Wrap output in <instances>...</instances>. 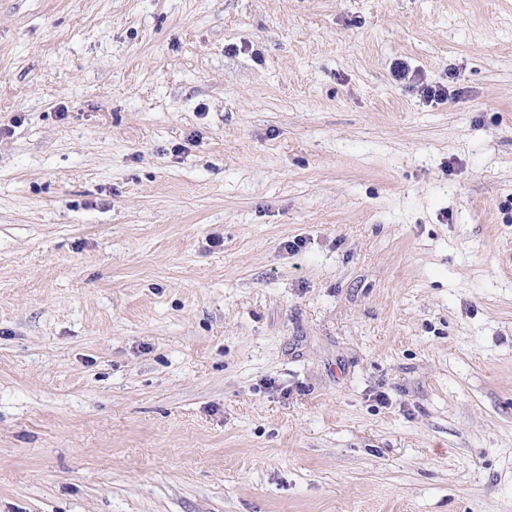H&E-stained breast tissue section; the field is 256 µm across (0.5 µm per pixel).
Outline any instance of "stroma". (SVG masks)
I'll use <instances>...</instances> for the list:
<instances>
[{
    "instance_id": "35a3bbf8",
    "label": "stroma",
    "mask_w": 512,
    "mask_h": 512,
    "mask_svg": "<svg viewBox=\"0 0 512 512\" xmlns=\"http://www.w3.org/2000/svg\"><path fill=\"white\" fill-rule=\"evenodd\" d=\"M0 512H512V0H0Z\"/></svg>"
}]
</instances>
